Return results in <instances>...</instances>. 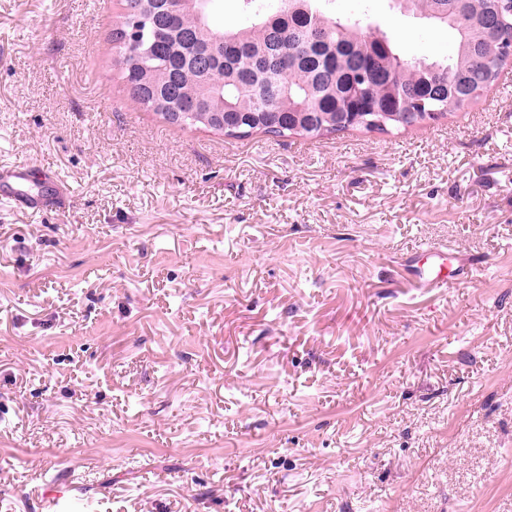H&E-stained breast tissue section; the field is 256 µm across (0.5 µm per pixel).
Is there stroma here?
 Masks as SVG:
<instances>
[{"label": "stroma", "mask_w": 512, "mask_h": 512, "mask_svg": "<svg viewBox=\"0 0 512 512\" xmlns=\"http://www.w3.org/2000/svg\"><path fill=\"white\" fill-rule=\"evenodd\" d=\"M332 9L409 60L455 46ZM119 10L0 0V167L64 192L0 196V512H512V90L227 138L131 100ZM429 246L476 279L411 287ZM37 173L40 174L39 180L42 182V187H48L46 194H43V191L34 194L30 190L21 189L23 185L31 183L35 175L34 170L27 165L1 167L0 191L2 187V194L13 199L20 207L34 209L54 203L60 198L55 193L56 178L54 173L49 169H41Z\"/></svg>", "instance_id": "obj_1"}]
</instances>
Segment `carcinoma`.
I'll use <instances>...</instances> for the list:
<instances>
[{
  "label": "carcinoma",
  "instance_id": "cac0c4a2",
  "mask_svg": "<svg viewBox=\"0 0 512 512\" xmlns=\"http://www.w3.org/2000/svg\"><path fill=\"white\" fill-rule=\"evenodd\" d=\"M214 0H122L112 29L119 79L131 99L164 122L231 138L255 132L322 138L348 130L383 133L462 112L499 78L503 34L488 29L500 0H388L393 15L444 25L454 52L401 58L387 28L366 15L338 18L327 0H243L245 26H222ZM210 57L224 84L200 71ZM468 78L465 85L457 82ZM359 84L361 93L350 94Z\"/></svg>",
  "mask_w": 512,
  "mask_h": 512
}]
</instances>
